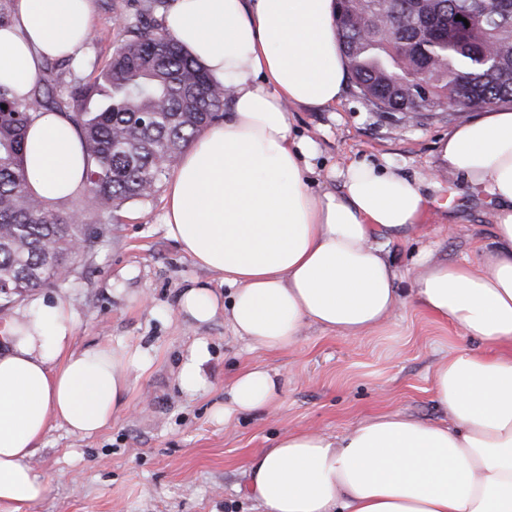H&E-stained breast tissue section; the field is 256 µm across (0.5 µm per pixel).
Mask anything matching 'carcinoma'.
Masks as SVG:
<instances>
[{
  "instance_id": "1",
  "label": "carcinoma",
  "mask_w": 512,
  "mask_h": 512,
  "mask_svg": "<svg viewBox=\"0 0 512 512\" xmlns=\"http://www.w3.org/2000/svg\"><path fill=\"white\" fill-rule=\"evenodd\" d=\"M166 6L150 0L130 16L122 0L112 3L124 38L92 82L72 56L62 94L39 77L23 98L0 84V306L61 282L73 245L89 250L102 235L100 216L153 198L200 130L224 118V85L154 17ZM336 17L352 86L378 112L512 103V0H341ZM422 67L424 91L410 79ZM54 110L80 135L89 210H57L27 188L28 128Z\"/></svg>"
}]
</instances>
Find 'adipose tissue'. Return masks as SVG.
Masks as SVG:
<instances>
[{
	"label": "adipose tissue",
	"mask_w": 512,
	"mask_h": 512,
	"mask_svg": "<svg viewBox=\"0 0 512 512\" xmlns=\"http://www.w3.org/2000/svg\"><path fill=\"white\" fill-rule=\"evenodd\" d=\"M335 0H171L167 33L229 90L222 125L203 130L167 180L165 227L191 262L222 276L229 302L191 282L177 300L199 325L226 312L236 336L261 350L296 345L305 326L362 337L386 325L403 300L496 346L449 353L432 395L447 422L397 412L336 437L287 433L250 458L247 492L261 512H512V109H485L440 144L441 165L494 205L492 241L478 260L449 263L423 250L400 272L382 233L413 234L427 208L423 178L351 163L340 190H313L316 143L293 134L289 107L327 108L344 87ZM93 0H13L0 26V83L27 96L46 60L78 53ZM83 151L61 113L28 132L29 190L68 198L84 176ZM409 281L407 294L398 285ZM67 300L34 298L0 337V512H25L49 487L31 459L52 425L98 434L130 406L131 376L147 354L125 343L73 349ZM207 338L182 354L177 381L209 391ZM276 374L254 367L216 411L268 410Z\"/></svg>",
	"instance_id": "1"
}]
</instances>
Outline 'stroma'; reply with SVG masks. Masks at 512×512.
<instances>
[{
  "mask_svg": "<svg viewBox=\"0 0 512 512\" xmlns=\"http://www.w3.org/2000/svg\"><path fill=\"white\" fill-rule=\"evenodd\" d=\"M121 38L111 0H95L82 57L106 63ZM291 115L295 135L318 145L314 187L340 189L334 172L352 162L387 165L410 178L436 173L439 185L427 190L420 232L382 240L387 260L400 271L411 269L429 243L448 262L475 259L488 244L493 211L486 195L438 166L440 142L475 110L408 119L372 111L348 85L336 106L298 107ZM163 215L159 194L123 205L103 218L105 231L94 249L71 259L66 280L43 290L69 301L77 320L75 348L123 341L147 351L153 364L145 375L132 376L131 408L100 433L80 437L59 425L49 429L33 457L49 491L31 512H258L247 493L246 463L279 434L308 429L335 436L396 411L445 421L432 400L433 372L448 353L475 346L452 322L402 304L384 327L358 339L309 326L293 348H251L224 316L197 326L177 313L190 281L208 283L220 295L228 288L182 253ZM199 336L211 344V388L188 397L177 388V366ZM253 366L279 375L272 409L215 419V408L230 401L235 374Z\"/></svg>",
  "mask_w": 512,
  "mask_h": 512,
  "instance_id": "obj_1",
  "label": "stroma"
}]
</instances>
